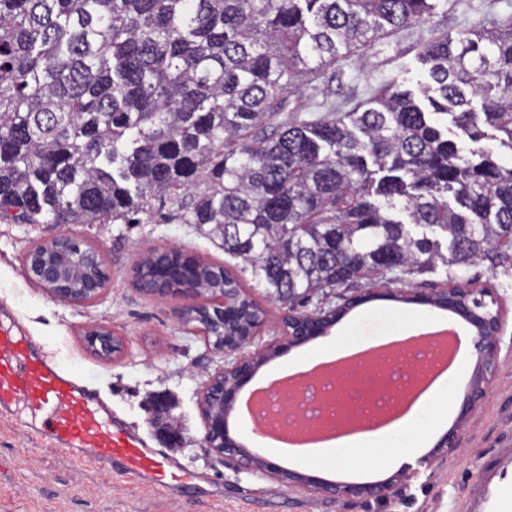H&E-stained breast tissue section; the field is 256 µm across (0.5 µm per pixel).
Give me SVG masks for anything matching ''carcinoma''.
<instances>
[{"label":"carcinoma","instance_id":"cac0c4a2","mask_svg":"<svg viewBox=\"0 0 512 512\" xmlns=\"http://www.w3.org/2000/svg\"><path fill=\"white\" fill-rule=\"evenodd\" d=\"M432 0H0V223H141L175 200L277 301L369 275L512 272V24L421 51L427 105L391 81L345 112L278 119L336 48ZM179 276L167 253L139 269ZM200 288H235L204 264ZM244 333L260 318L246 299Z\"/></svg>","mask_w":512,"mask_h":512}]
</instances>
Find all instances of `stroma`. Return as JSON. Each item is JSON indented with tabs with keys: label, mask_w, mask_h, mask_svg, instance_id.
Masks as SVG:
<instances>
[{
	"label": "stroma",
	"mask_w": 512,
	"mask_h": 512,
	"mask_svg": "<svg viewBox=\"0 0 512 512\" xmlns=\"http://www.w3.org/2000/svg\"><path fill=\"white\" fill-rule=\"evenodd\" d=\"M487 19L511 22L512 0H438L436 13L428 20L377 37L356 52L340 48L344 82L303 80L290 93L287 110L308 116L318 91L325 89L333 92L337 102L352 104L367 86L387 78L402 88L417 90L429 81L419 54L431 34L444 30L454 37ZM171 211V205H164L162 214L139 224L72 225L78 238L100 249L112 272L102 295L83 306L55 300L24 274L25 255L56 235L57 225L0 223V304L12 308L46 352L94 389L130 432L179 468L196 473L201 492L143 487L134 477L111 475L74 460L36 440L20 424L0 421V512H470L471 492L482 464L512 454V275H494L481 265L459 273L460 278L472 280L474 287L492 285L505 309L498 334L497 376L461 435V453L435 459L423 468L417 465L458 417L465 386L454 383L447 389L452 401L447 420L438 423L426 417L425 433L417 437L415 450L369 469L355 457L337 465L310 467V474L329 481L371 483L385 479L403 464L417 465L401 492L381 501L343 506L301 490H288L256 470L233 466L201 450L203 420L198 396L208 373L223 365L224 356L179 322L182 299L161 298L136 287L135 260L178 246L204 263L223 266L265 312L257 344L281 338L283 311L280 303L266 296L251 269L225 255L219 241L207 238L183 219L163 221V214ZM442 316V310L421 304L373 300L354 307L325 336L288 349L261 367L256 378L261 381L273 372L290 371L297 360L327 342L396 336L412 324ZM92 324L105 325L123 338L119 357L102 360L86 349L84 330ZM156 396L171 400L172 413L183 428L181 441L168 442L151 426L150 404Z\"/></svg>",
	"instance_id": "stroma-1"
}]
</instances>
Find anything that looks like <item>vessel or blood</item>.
<instances>
[{"label": "vessel or blood", "instance_id": "b4317fda", "mask_svg": "<svg viewBox=\"0 0 512 512\" xmlns=\"http://www.w3.org/2000/svg\"><path fill=\"white\" fill-rule=\"evenodd\" d=\"M41 415L37 439L100 470L130 475L150 486L192 489L194 474L164 460L112 414L68 371L40 351L15 325L0 323V419L19 407ZM475 512H512V459L488 463L472 497Z\"/></svg>", "mask_w": 512, "mask_h": 512}]
</instances>
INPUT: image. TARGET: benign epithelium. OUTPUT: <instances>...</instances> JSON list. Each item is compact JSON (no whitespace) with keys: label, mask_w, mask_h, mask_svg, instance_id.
<instances>
[{"label":"benign epithelium","mask_w":512,"mask_h":512,"mask_svg":"<svg viewBox=\"0 0 512 512\" xmlns=\"http://www.w3.org/2000/svg\"><path fill=\"white\" fill-rule=\"evenodd\" d=\"M44 248L58 253L60 259L48 257L35 258L32 250L25 256L23 269L26 277L44 288L53 298L72 304L85 305L102 294L107 281L101 273H109L100 250L74 236L69 230H63L52 239L41 243ZM175 251L185 257L190 266L187 279L173 285L158 281L156 294L162 297H179L185 301L180 312L181 322L191 325L210 349L212 332L202 316L217 317L224 320L228 310L236 303V299L228 295L222 288H197L188 283L192 279L198 264L197 258L177 247ZM397 294L411 297L423 305L434 306L440 298H448V312L457 314L474 326L476 336L473 340L475 365L470 375L468 388L465 391L461 412L454 426L446 432L431 453L420 459L424 463L436 457H446L460 452L459 432L466 425L469 415L487 396L497 373L498 336L495 332L485 330L479 318L484 316L483 310L472 306L471 301L453 295L446 289L434 295H410V292L399 290ZM312 324L303 333H295L288 329L279 341L265 346L250 349L254 344L258 329L247 336L235 339V342L224 347V353L231 356V361L223 368L211 374L200 394V408L204 423V433L200 447L207 454L221 456L244 467L260 471L278 483H286L290 488H297L314 495L332 498L338 502L349 503L355 500L378 499L397 491L409 477L410 467H405L376 483L344 484L321 480L305 473L285 472L275 463L256 456L249 449L237 443L229 434L227 414L253 373L264 363L265 359L279 357L289 348L304 344L320 337L321 332L315 324L317 317H311ZM87 348L102 356L112 359L118 357L124 349V341L109 327L96 325L84 332ZM155 415L166 419V432L177 437L180 434L178 421L170 416L169 408L163 401L155 404Z\"/></svg>","instance_id":"benign-epithelium-1"}]
</instances>
